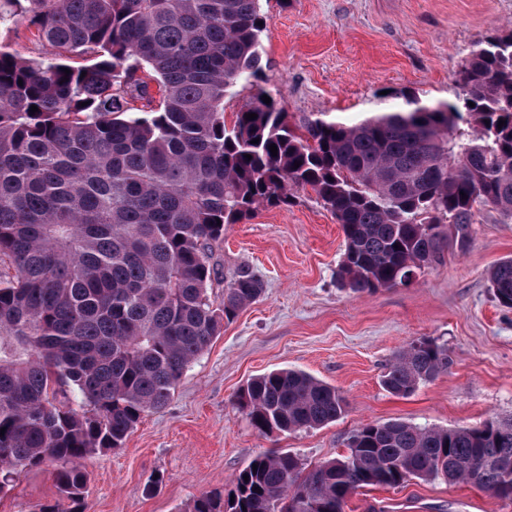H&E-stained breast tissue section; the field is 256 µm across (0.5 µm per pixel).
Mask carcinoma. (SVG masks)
<instances>
[{
  "mask_svg": "<svg viewBox=\"0 0 512 512\" xmlns=\"http://www.w3.org/2000/svg\"><path fill=\"white\" fill-rule=\"evenodd\" d=\"M19 21L46 52L0 44V492L51 467L59 498L42 512H86L76 461L123 448L263 296L246 267L219 276L224 225L309 187L344 234L338 281L372 293L409 284L451 244L466 251L482 211L512 220V29L469 51L456 104L405 94L355 123L295 127L264 90L225 117L224 99L261 79V0H0V28ZM488 281L512 309V257ZM449 367L446 348L419 340L381 384L407 397ZM236 402L260 433L324 426L347 407L290 368L251 378ZM413 479L511 500L512 419L362 424L345 454L310 469L257 455L230 496L188 512H283L288 499L292 512H345L360 489Z\"/></svg>",
  "mask_w": 512,
  "mask_h": 512,
  "instance_id": "cac0c4a2",
  "label": "carcinoma"
}]
</instances>
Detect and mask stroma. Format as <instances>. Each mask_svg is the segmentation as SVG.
<instances>
[{
  "label": "stroma",
  "instance_id": "1",
  "mask_svg": "<svg viewBox=\"0 0 512 512\" xmlns=\"http://www.w3.org/2000/svg\"><path fill=\"white\" fill-rule=\"evenodd\" d=\"M262 78L237 88L225 114L259 89L278 90L291 121L325 114L356 121L406 93L454 103L453 81L469 50L512 23V0H262ZM345 249L340 224L309 189L291 205L259 208L232 224L215 248L222 273L249 266L263 297L225 324L185 372L168 405L146 415L124 448L90 455L88 512H186L197 496L225 491L264 452L313 465L346 453L360 424L401 419L420 427L477 426L512 415V309L495 300L488 274L512 256V221L484 211L467 251L408 285L355 293L336 280ZM427 339L443 345L447 374L406 397L381 385L395 353ZM302 370L347 398L344 416L322 427L261 434L235 402L257 375ZM57 492L49 468L18 473L0 512H41ZM346 512H512L464 483L411 480L370 487Z\"/></svg>",
  "mask_w": 512,
  "mask_h": 512
}]
</instances>
